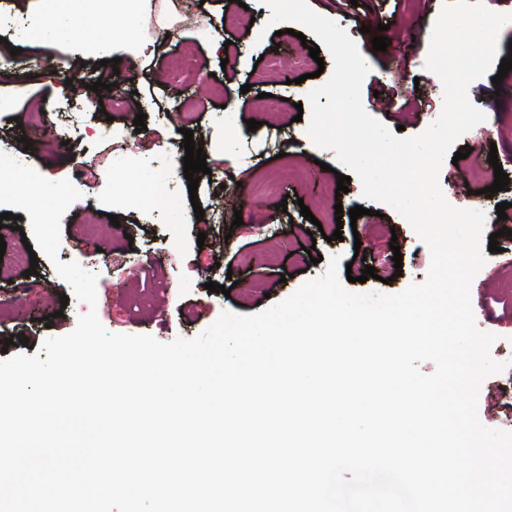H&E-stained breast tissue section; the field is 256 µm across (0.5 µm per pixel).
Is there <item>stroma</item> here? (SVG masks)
Returning a JSON list of instances; mask_svg holds the SVG:
<instances>
[{"mask_svg": "<svg viewBox=\"0 0 512 512\" xmlns=\"http://www.w3.org/2000/svg\"><path fill=\"white\" fill-rule=\"evenodd\" d=\"M445 0H365L363 5L338 7L336 0H308L310 8L333 20L361 48L370 65L362 85L365 111L389 131L403 129L405 136L422 133L440 114L443 84L427 71L429 33ZM38 0H0V56L19 48L11 69L0 71V98L9 100V111L0 112V151L25 159L27 165L46 178L67 179L80 191L61 225L60 261H77L98 273L97 315L104 327L118 334H147L160 342L193 338L211 326L226 311L242 315L260 313L270 303L291 295L304 282L320 277L331 260L340 265L363 255L376 275L366 282L348 283L353 292L375 291L396 294L410 283L423 282L431 253L406 219L390 206L366 198L359 177H352L349 191L337 195L336 169L340 164L333 151L311 148L298 153L297 134L306 122L296 121V105L306 102L308 92L319 86L317 69L332 71L331 56L315 62L310 48L319 46L314 34L298 39L275 35L268 23L272 9L267 0H205L196 9L197 21L184 22L175 0H163L159 14L137 20L118 16L116 27L127 30L131 40L153 45L144 65L124 69L122 95L126 112L107 120L111 92L91 91L92 83L107 74L84 52L85 34L92 29L89 0H69L66 12L78 36L71 40L46 41L19 38L29 13ZM239 17L233 28H225V16ZM387 25V37L399 39L403 51L372 48L371 32ZM229 42L228 49L212 51L217 39ZM58 63L62 78L81 73L89 87L78 94L60 91L58 85L37 77L45 60ZM407 99L406 112L386 113L375 108L374 91ZM183 102H175V93ZM246 95L250 118L261 121L258 138L238 136L224 121V104ZM468 95L486 115L483 123L461 137L470 155L459 161L444 159L439 182L447 201L461 207L464 198L495 209L512 203V184L494 195H484L491 171L490 149H497L504 173L512 177V71L500 84L491 75L474 80ZM59 107L54 122L65 132V143L46 146L49 130L31 126L28 116L40 111L42 103ZM75 111H67V104ZM183 116H171L174 105ZM142 109L147 130L130 139L127 111ZM192 130L195 142L207 154L209 168L228 167L233 177L226 183L201 178L197 194H190L180 171L186 155L183 130ZM123 167L125 190H118L104 172ZM149 174L165 175L169 186L161 197L139 192L140 180ZM275 174L279 188L270 192L260 187L262 178ZM199 200L203 221L188 219L183 224L168 221L167 202L191 210ZM242 206L243 223L233 224L232 201ZM286 203L279 211L278 203ZM99 212L104 235L86 233L83 220L88 206ZM308 206L312 220H304L301 206ZM360 206L378 211L373 223L337 226L336 207ZM118 226H111L110 215ZM319 221L325 235L312 239V221ZM20 231L0 229L6 251L0 257V332L25 329L28 344L9 347V354L35 355L42 342L70 333L79 315L88 310L85 302L71 297L70 286L56 273L47 257H40L38 272L26 275L13 263L21 243V230L29 219H20ZM342 240H333L334 230ZM499 226L488 223L486 234H498V251L486 254V262L471 285V300L478 328L497 335L491 349L494 360L505 363L500 373L486 378L478 397V418L489 428L512 432V271L499 264L501 251L512 252V236L499 235ZM205 241H198V233ZM108 243L109 253L99 250ZM398 243L402 274L392 276L389 265ZM315 246L320 263H311L306 252ZM226 288L225 293L208 291V282ZM68 295L61 304L60 295ZM53 315L52 325L42 318Z\"/></svg>", "mask_w": 512, "mask_h": 512, "instance_id": "35a3bbf8", "label": "stroma"}]
</instances>
